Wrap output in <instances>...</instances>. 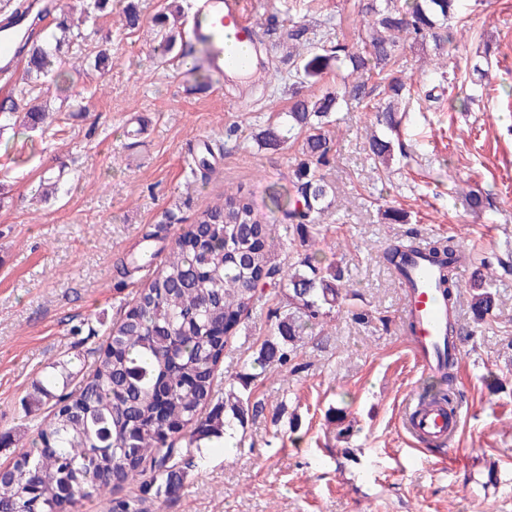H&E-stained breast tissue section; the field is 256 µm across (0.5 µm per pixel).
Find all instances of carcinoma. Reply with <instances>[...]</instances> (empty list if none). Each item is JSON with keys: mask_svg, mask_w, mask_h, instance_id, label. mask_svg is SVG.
Wrapping results in <instances>:
<instances>
[{"mask_svg": "<svg viewBox=\"0 0 512 512\" xmlns=\"http://www.w3.org/2000/svg\"><path fill=\"white\" fill-rule=\"evenodd\" d=\"M54 11L50 5L29 15L23 34L26 67L21 79L46 96L58 84L54 65L62 47L87 39L73 31L65 10L54 27L41 26ZM178 0H168L153 16L160 28L156 47L165 58L186 64L192 48L178 39ZM362 12L370 18L366 37L357 46L315 45L307 29L290 24L283 38L293 42L289 56L302 62L296 76L314 78L332 67L343 72L336 91L306 97L294 91L295 100L280 123L264 131L262 139L277 146L305 133L302 159L292 169L295 200L283 209L288 236L300 240L304 252L283 269L275 261L278 244L255 213L245 193H224V198L201 211L182 230L152 277L140 289L135 303L108 329L94 368L74 388L69 363H52L27 396L25 416L50 405V417L32 425L30 446L16 455L9 475L0 479V512H75L79 502L98 497L110 512H150L154 500H171L184 486L196 455L206 443L224 444L237 428L263 411L252 400L251 381L268 369H288L300 353L304 339L317 327L334 319L355 293L349 279L335 264L322 265L315 237L321 214L329 206L331 184L321 174L331 147L325 127L342 103L356 102L375 113L376 122L397 133L406 112V79L398 53L406 37L414 42L432 40L444 48L460 23L459 0H366ZM112 13V0H85V23L103 44L112 34L99 35L96 21ZM189 64V63H187ZM196 69V63L189 64ZM382 88L385 103H371L369 83ZM30 90H19L20 101L0 102V116L8 122L18 111L32 128L44 122L42 110L31 104ZM369 152L382 164L394 157L391 138L373 135ZM211 149L188 164L189 176L207 179ZM467 207L483 211L491 206L483 193L464 194ZM418 252L409 240H398L384 252V260L407 284L406 267ZM428 261L438 274L440 300L452 306L461 297L455 271L465 259L447 240L428 248ZM155 258L143 252L116 264V285L134 276ZM273 286L282 306L273 312L274 328L251 363L252 372L229 383L224 399L215 397L224 350L262 300L263 286ZM474 323L480 324L496 307L486 281L469 288ZM456 363L446 355L437 375L420 399L455 411L453 388ZM138 482L142 495L111 498L122 483Z\"/></svg>", "mask_w": 512, "mask_h": 512, "instance_id": "1", "label": "carcinoma"}]
</instances>
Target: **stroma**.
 Returning a JSON list of instances; mask_svg holds the SVG:
<instances>
[{"label": "stroma", "mask_w": 512, "mask_h": 512, "mask_svg": "<svg viewBox=\"0 0 512 512\" xmlns=\"http://www.w3.org/2000/svg\"><path fill=\"white\" fill-rule=\"evenodd\" d=\"M165 0H138L139 27H125L123 4L100 19L111 30L112 67L94 70L62 57L65 97L43 127H0V433H26L22 399L46 366L76 359L90 371L109 326L151 277L142 269L113 288L115 263L150 247L166 255L176 236L224 189L241 188L262 222L284 236L272 193L292 194L301 141L277 147L255 136L292 104L289 62L272 18L326 31L346 45L362 37L360 0H255L265 71L220 85L162 62L151 19ZM465 32L449 61H486L482 84L443 81L433 44L404 46L411 99L400 155L376 168L366 136L375 118L341 108L330 127L333 151L323 172L334 202L321 218L319 254L347 268L357 296L322 336L306 340L294 372H270L251 386L263 414L248 420L241 447L208 449L176 499L154 512H512V0H461ZM434 92L427 100L426 92ZM90 97L88 111L71 101ZM223 145L208 183L184 170L187 143ZM59 176L55 195L30 199L40 179ZM490 194L493 206L469 211L459 189ZM398 209L405 223L393 224ZM175 215L167 223V215ZM165 238L144 243L148 226ZM428 247L449 238L467 255L457 272L469 287L488 261L497 305L473 326L468 302L458 325L464 355L455 371L461 427L447 459L410 438L400 416L428 380L416 366L401 319L405 290L383 259L404 237ZM507 268H500V261ZM268 294L224 351L223 379L242 372L275 322ZM367 310L371 323L352 316Z\"/></svg>", "instance_id": "obj_1"}]
</instances>
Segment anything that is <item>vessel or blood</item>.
I'll list each match as a JSON object with an SVG mask.
<instances>
[{
    "label": "vessel or blood",
    "instance_id": "1",
    "mask_svg": "<svg viewBox=\"0 0 512 512\" xmlns=\"http://www.w3.org/2000/svg\"><path fill=\"white\" fill-rule=\"evenodd\" d=\"M184 35L205 47L206 63L218 78L233 79L260 65L257 57L238 50L239 45L254 44L256 38V24L247 0H191ZM409 275L414 286L405 293L402 317L416 324V333L411 336L409 345L418 367L433 374L439 364L438 348L457 315L438 299L435 273L425 258H417ZM459 425V419H447L436 408L417 404L408 406L405 412L407 432L443 448L452 445Z\"/></svg>",
    "mask_w": 512,
    "mask_h": 512
}]
</instances>
